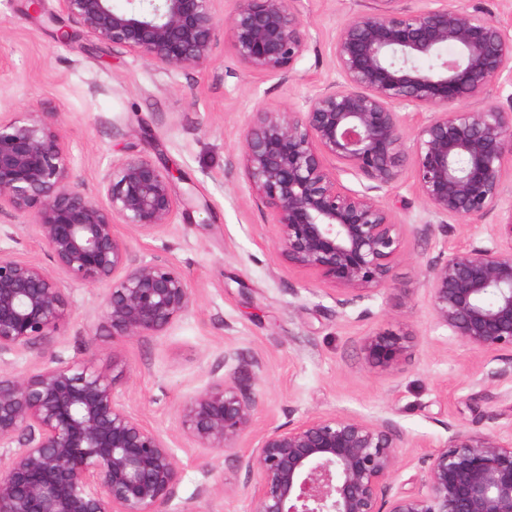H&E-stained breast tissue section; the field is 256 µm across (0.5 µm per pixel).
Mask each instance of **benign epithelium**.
<instances>
[{
    "instance_id": "7a95c632",
    "label": "benign epithelium",
    "mask_w": 512,
    "mask_h": 512,
    "mask_svg": "<svg viewBox=\"0 0 512 512\" xmlns=\"http://www.w3.org/2000/svg\"><path fill=\"white\" fill-rule=\"evenodd\" d=\"M30 2L36 15H64L87 37L165 71L206 67L221 34L258 75L284 76L307 51L290 0H237L227 17L217 0H127L126 10L112 0H56L53 12ZM446 46L455 52L445 57ZM334 57L340 86L303 111L256 109L241 136L252 194L279 229L276 249L333 286L342 306L381 290L401 231L373 192L409 162L432 214L472 222L498 213L491 245L451 250L429 266L426 285L436 321L459 341L512 351V205L500 208L512 109L475 105L512 76V36L446 2L414 10L408 0H373L338 29ZM398 107L430 116L412 133ZM338 164L367 179V191L343 186ZM178 179V169L132 153L90 191L46 113L0 117V212L26 219L65 276L0 250V354L50 343L72 315V285L101 290L100 324L123 340L159 335L195 307L176 267L135 262L116 230L153 236L188 213L196 199L176 190ZM363 350L371 366L390 370L405 358L406 339L372 334ZM121 378L88 363L0 369V512H161L175 495L178 462L165 436L124 408ZM260 408L258 394L218 380L183 401L179 428L200 448L228 451ZM400 447L389 424L342 414L276 428L238 457L252 478L250 512H512V433L454 431L409 489L395 486Z\"/></svg>"
}]
</instances>
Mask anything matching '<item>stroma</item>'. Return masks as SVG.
Masks as SVG:
<instances>
[{"mask_svg": "<svg viewBox=\"0 0 512 512\" xmlns=\"http://www.w3.org/2000/svg\"><path fill=\"white\" fill-rule=\"evenodd\" d=\"M369 5L294 0L308 49L289 75L260 77L224 37L208 68L165 71L80 35L60 41L56 26L33 18L29 0H0V114L31 105L55 114L73 169L88 187L112 161L141 152L177 165L179 190H192L203 203L165 232L127 236L135 260L173 264L198 296L162 335L112 337L98 319L99 290L76 285L69 292L73 316L50 349L38 344L0 355V369L16 374L52 359L118 363L121 401L165 435L180 467L163 512H250L239 455L267 431L312 415L388 422L404 439L403 481L419 476L455 430H512V352L478 353L452 336L436 322L425 283L444 247L487 244L486 223L431 214L404 169L379 193L401 226L392 279L342 306L333 287L280 255L278 228L245 179L240 135L255 108L298 110L341 84L336 31ZM0 249L53 265L7 212L0 214ZM387 330L407 335L408 351L397 368L382 371L366 361L363 340ZM228 351L233 359H225ZM222 378L259 391L263 406L236 448L211 452L183 436L177 413L186 397ZM206 486L211 494H203Z\"/></svg>", "mask_w": 512, "mask_h": 512, "instance_id": "obj_1", "label": "stroma"}]
</instances>
